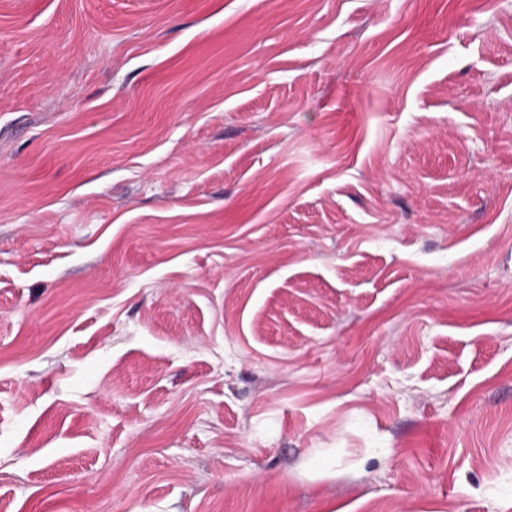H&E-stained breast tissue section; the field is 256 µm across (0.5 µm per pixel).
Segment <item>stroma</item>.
I'll use <instances>...</instances> for the list:
<instances>
[{
	"instance_id": "35a3bbf8",
	"label": "stroma",
	"mask_w": 512,
	"mask_h": 512,
	"mask_svg": "<svg viewBox=\"0 0 512 512\" xmlns=\"http://www.w3.org/2000/svg\"><path fill=\"white\" fill-rule=\"evenodd\" d=\"M0 512H512V0H0Z\"/></svg>"
}]
</instances>
